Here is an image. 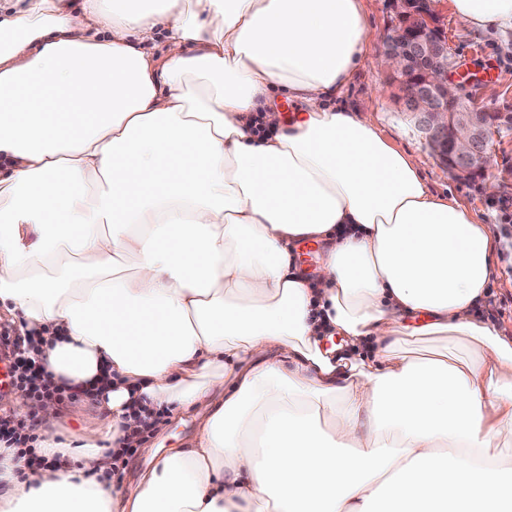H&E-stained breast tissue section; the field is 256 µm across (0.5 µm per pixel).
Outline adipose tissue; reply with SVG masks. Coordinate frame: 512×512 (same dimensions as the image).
<instances>
[{"instance_id": "obj_1", "label": "adipose tissue", "mask_w": 512, "mask_h": 512, "mask_svg": "<svg viewBox=\"0 0 512 512\" xmlns=\"http://www.w3.org/2000/svg\"><path fill=\"white\" fill-rule=\"evenodd\" d=\"M450 5L512 32V0ZM368 39L362 0H0V310L98 403L60 441L56 403L17 399L60 462L0 448V512H506L512 344L473 312L494 242L341 105ZM439 334L481 360L398 349ZM165 412L187 447L106 482ZM107 454L112 458V471L109 474V478L114 477V480H118L119 484H127L135 480L138 469L144 466L143 461L139 460V455L134 452L131 456L126 457L124 463V457L131 454L134 448H108ZM120 463L123 464L117 472V475H112L119 469Z\"/></svg>"}]
</instances>
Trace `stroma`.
<instances>
[{
    "label": "stroma",
    "mask_w": 512,
    "mask_h": 512,
    "mask_svg": "<svg viewBox=\"0 0 512 512\" xmlns=\"http://www.w3.org/2000/svg\"><path fill=\"white\" fill-rule=\"evenodd\" d=\"M371 38L363 61L346 97L367 116L396 147L419 166L429 189L456 198L486 225L495 242V274L477 308L479 318L496 325L503 339L512 341V134L494 138L488 178L497 180L495 193H487L483 181L459 179L441 166L423 145L399 103L396 90L381 66L378 37L394 22L390 0H364ZM441 21L448 30L456 63L454 76L478 106L512 113V36L477 35L456 22L449 0H441ZM401 353L410 357L442 352L453 357H472L468 342L445 336H405Z\"/></svg>",
    "instance_id": "obj_1"
}]
</instances>
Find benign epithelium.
Instances as JSON below:
<instances>
[{"label": "benign epithelium", "instance_id": "benign-epithelium-1", "mask_svg": "<svg viewBox=\"0 0 512 512\" xmlns=\"http://www.w3.org/2000/svg\"><path fill=\"white\" fill-rule=\"evenodd\" d=\"M396 23L381 40V55L404 112L425 145L458 178L485 176L491 142L500 128L512 126L510 112H475L466 95L448 88L451 53L435 0H392Z\"/></svg>", "mask_w": 512, "mask_h": 512}]
</instances>
